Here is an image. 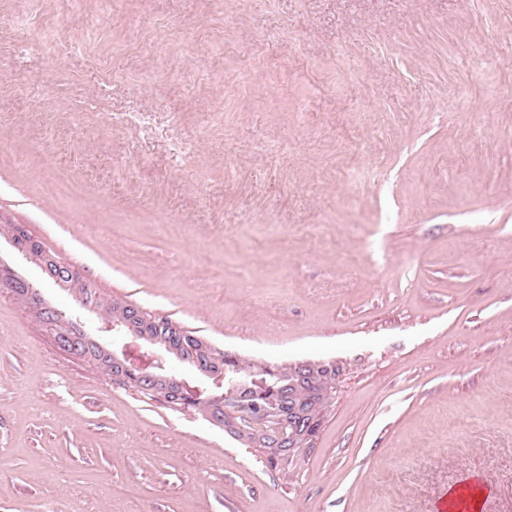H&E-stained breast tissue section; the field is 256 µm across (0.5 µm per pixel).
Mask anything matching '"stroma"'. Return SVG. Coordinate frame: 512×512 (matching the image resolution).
<instances>
[{
  "label": "stroma",
  "instance_id": "35a3bbf8",
  "mask_svg": "<svg viewBox=\"0 0 512 512\" xmlns=\"http://www.w3.org/2000/svg\"><path fill=\"white\" fill-rule=\"evenodd\" d=\"M0 224L242 361L339 372L273 468L0 292V512H512V0H0ZM0 263L137 348L5 234Z\"/></svg>",
  "mask_w": 512,
  "mask_h": 512
}]
</instances>
